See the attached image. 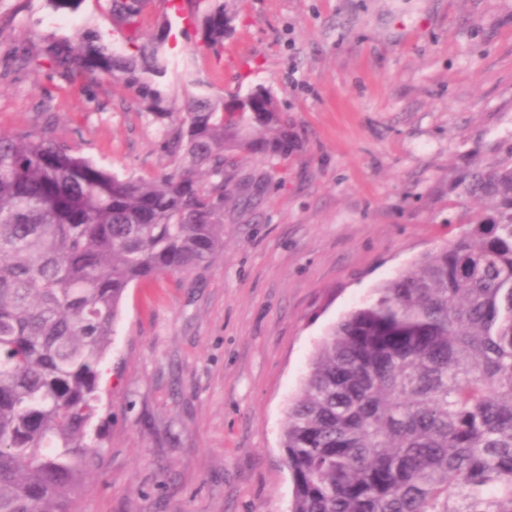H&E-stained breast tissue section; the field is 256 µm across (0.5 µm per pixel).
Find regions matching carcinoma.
<instances>
[{"instance_id":"carcinoma-1","label":"carcinoma","mask_w":512,"mask_h":512,"mask_svg":"<svg viewBox=\"0 0 512 512\" xmlns=\"http://www.w3.org/2000/svg\"><path fill=\"white\" fill-rule=\"evenodd\" d=\"M145 0H111L131 52L101 35L51 43L35 66L137 90L171 157L156 178L80 156L46 126L0 134V512H79L97 466L100 367L134 284L189 273L224 249L229 169L302 144L275 94L166 92V20L143 39ZM178 19L217 53L227 0ZM463 193L466 230L332 325L288 405L290 512H512V144Z\"/></svg>"}]
</instances>
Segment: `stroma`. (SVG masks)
Returning <instances> with one entry per match:
<instances>
[{
	"instance_id": "1",
	"label": "stroma",
	"mask_w": 512,
	"mask_h": 512,
	"mask_svg": "<svg viewBox=\"0 0 512 512\" xmlns=\"http://www.w3.org/2000/svg\"><path fill=\"white\" fill-rule=\"evenodd\" d=\"M230 13L218 59L173 30L171 97L269 88L302 146L282 163L240 157L223 251L127 291L80 512H289L281 436L317 344L460 234L477 208L460 181L512 144V0H234ZM86 31L123 47L107 0H0V133L49 125L112 171L167 172L133 87L22 61Z\"/></svg>"
}]
</instances>
